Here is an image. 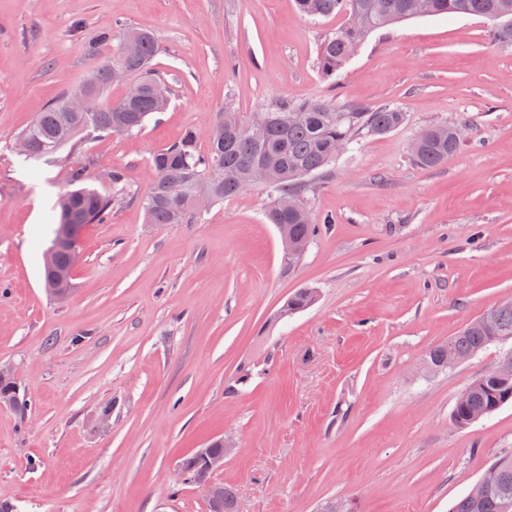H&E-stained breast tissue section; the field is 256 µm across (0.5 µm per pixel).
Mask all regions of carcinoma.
<instances>
[{"label":"carcinoma","instance_id":"carcinoma-1","mask_svg":"<svg viewBox=\"0 0 512 512\" xmlns=\"http://www.w3.org/2000/svg\"><path fill=\"white\" fill-rule=\"evenodd\" d=\"M300 12L317 18L333 14L346 17L345 23L320 43L317 65L331 83L341 77L353 57L352 48L363 45L376 30L413 18L441 14H465L495 22L492 41L512 48V25L499 23L503 15L512 17V0H296ZM159 52L155 35L133 30L119 36L107 63L99 67L78 91L89 98L86 112H70L69 95H63L36 114L30 125L14 140H25L28 160H41L56 154L75 137L90 131L102 136L132 134L148 118L166 109L167 87L155 91L153 80L143 79L142 94L114 101L108 96L112 84L108 73L122 76L146 71ZM265 126L249 128L252 116L224 105L208 135L206 149L198 147L196 131L189 129L170 146L156 151L150 160L152 181L142 200L150 224H183L196 215L194 198L207 193L212 203H220L247 189L265 190L269 198L267 217L288 237V261L301 259L318 229L317 221L303 202L307 189L304 179L322 174L336 161V144H351L360 134L385 135L404 120L398 107L374 109L351 107L347 110L321 100H291L264 111ZM469 124L433 125L421 131L411 145V155L422 168L431 169L448 161L465 139ZM55 236L68 232L71 242H80L88 224H101L112 211V197L95 188L67 189L58 197ZM314 291L306 288L288 299L283 314H292L314 301ZM490 321L478 316L456 335L431 347L425 359L435 370L449 368L448 360L462 363L486 346L512 340V300L493 307ZM512 402V382L502 387L484 377L474 379L457 399L453 414L461 427L470 425ZM502 473L498 485L482 495L466 494L450 512H501L512 503V454L494 461Z\"/></svg>","mask_w":512,"mask_h":512}]
</instances>
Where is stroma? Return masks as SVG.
I'll list each match as a JSON object with an SVG mask.
<instances>
[{
    "mask_svg": "<svg viewBox=\"0 0 512 512\" xmlns=\"http://www.w3.org/2000/svg\"><path fill=\"white\" fill-rule=\"evenodd\" d=\"M343 21L309 19L295 0H0V365L27 403L0 409V502L207 512L179 464L224 436L237 449L211 479L246 512H449L512 454L511 404L451 422L505 345L421 369L430 347L512 299V48L482 17L414 19L370 34L333 85L317 51ZM130 29L159 40L167 110L130 135H83L52 163L15 153L36 113L111 54L100 34ZM294 98L405 114L310 179L322 225L299 262L258 189L198 221L147 223L154 152L190 128L206 135L225 102L252 113ZM462 117L458 151L418 167L420 130ZM72 168L106 193L121 171L127 188L83 230L60 304L42 267ZM303 288L313 304L281 317Z\"/></svg>",
    "mask_w": 512,
    "mask_h": 512,
    "instance_id": "35a3bbf8",
    "label": "stroma"
}]
</instances>
